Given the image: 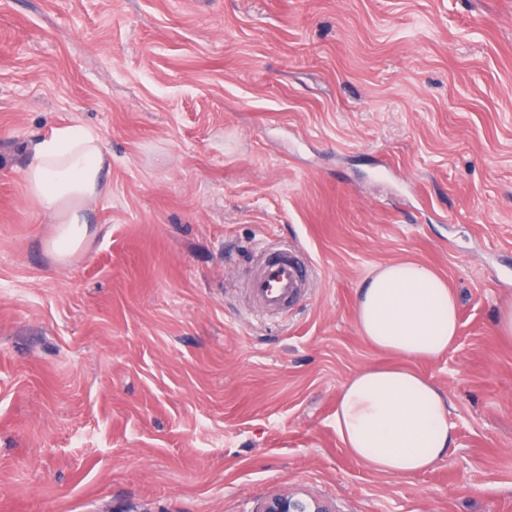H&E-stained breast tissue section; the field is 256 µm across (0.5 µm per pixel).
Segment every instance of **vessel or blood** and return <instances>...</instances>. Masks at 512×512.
Segmentation results:
<instances>
[{
    "label": "vessel or blood",
    "mask_w": 512,
    "mask_h": 512,
    "mask_svg": "<svg viewBox=\"0 0 512 512\" xmlns=\"http://www.w3.org/2000/svg\"><path fill=\"white\" fill-rule=\"evenodd\" d=\"M311 272L312 264L302 248L266 252L248 290L262 311L279 313L306 295Z\"/></svg>",
    "instance_id": "1"
}]
</instances>
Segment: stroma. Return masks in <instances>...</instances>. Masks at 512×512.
<instances>
[{
    "mask_svg": "<svg viewBox=\"0 0 512 512\" xmlns=\"http://www.w3.org/2000/svg\"><path fill=\"white\" fill-rule=\"evenodd\" d=\"M112 154L67 262L21 147L60 125ZM305 248L266 314L260 245ZM409 259L459 304L445 461L353 458L334 424L393 363L355 318ZM512 0H0V512H512ZM312 264L300 247L264 252L248 290L263 312L280 313L310 288ZM252 512H334V510L321 500L301 492L282 490L258 502Z\"/></svg>",
    "mask_w": 512,
    "mask_h": 512,
    "instance_id": "obj_1",
    "label": "stroma"
}]
</instances>
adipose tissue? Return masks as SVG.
I'll use <instances>...</instances> for the list:
<instances>
[{"label": "adipose tissue", "instance_id": "ef3b65f1", "mask_svg": "<svg viewBox=\"0 0 512 512\" xmlns=\"http://www.w3.org/2000/svg\"><path fill=\"white\" fill-rule=\"evenodd\" d=\"M111 164L99 134L82 125L58 127L26 144V195L55 223L47 247L59 260L87 239L88 212L106 190ZM356 321L368 344L399 363L365 368L347 380L336 400V432L352 456L377 472L409 477L430 470L447 458L454 440L450 403L412 364L441 357L456 340L457 299L431 268L398 260L365 280Z\"/></svg>", "mask_w": 512, "mask_h": 512}]
</instances>
